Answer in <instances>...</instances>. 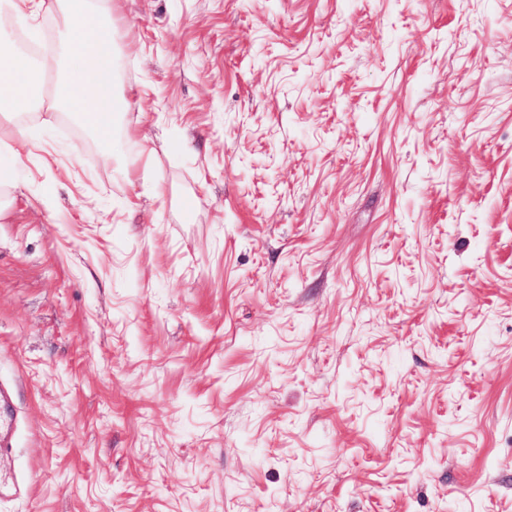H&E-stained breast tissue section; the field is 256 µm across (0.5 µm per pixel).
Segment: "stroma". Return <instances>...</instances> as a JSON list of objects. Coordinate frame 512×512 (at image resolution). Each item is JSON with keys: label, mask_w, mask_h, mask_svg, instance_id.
I'll return each instance as SVG.
<instances>
[{"label": "stroma", "mask_w": 512, "mask_h": 512, "mask_svg": "<svg viewBox=\"0 0 512 512\" xmlns=\"http://www.w3.org/2000/svg\"><path fill=\"white\" fill-rule=\"evenodd\" d=\"M128 100L0 125V512H512V0H90Z\"/></svg>", "instance_id": "obj_1"}]
</instances>
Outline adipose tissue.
I'll use <instances>...</instances> for the list:
<instances>
[{
  "label": "adipose tissue",
  "instance_id": "adipose-tissue-1",
  "mask_svg": "<svg viewBox=\"0 0 512 512\" xmlns=\"http://www.w3.org/2000/svg\"><path fill=\"white\" fill-rule=\"evenodd\" d=\"M72 25L65 43L75 46L69 74L58 81L54 105L72 112L102 143H110L114 118L124 102L112 80V23L103 20L87 0H64ZM36 73L29 59L12 51L0 53V118L13 119L24 106L39 103Z\"/></svg>",
  "mask_w": 512,
  "mask_h": 512
}]
</instances>
